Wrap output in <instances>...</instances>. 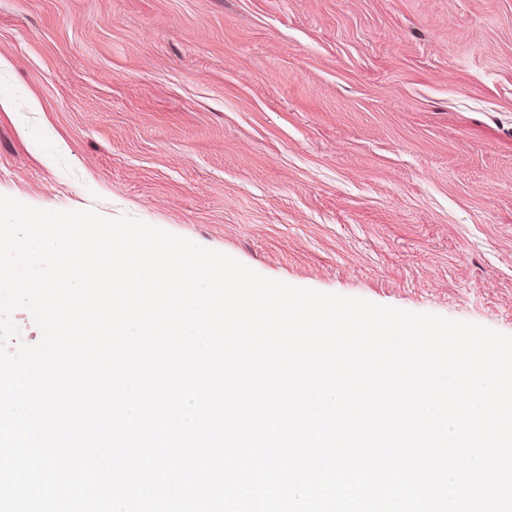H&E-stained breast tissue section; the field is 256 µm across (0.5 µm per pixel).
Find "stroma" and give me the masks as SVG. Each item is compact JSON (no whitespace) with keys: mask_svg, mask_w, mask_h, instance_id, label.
<instances>
[{"mask_svg":"<svg viewBox=\"0 0 512 512\" xmlns=\"http://www.w3.org/2000/svg\"><path fill=\"white\" fill-rule=\"evenodd\" d=\"M0 195L512 335V0H0Z\"/></svg>","mask_w":512,"mask_h":512,"instance_id":"1","label":"stroma"}]
</instances>
